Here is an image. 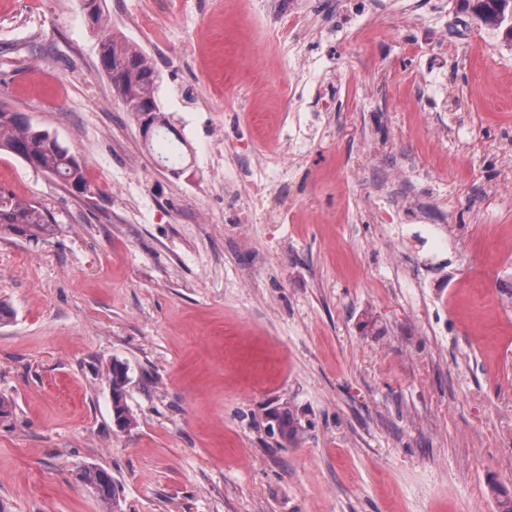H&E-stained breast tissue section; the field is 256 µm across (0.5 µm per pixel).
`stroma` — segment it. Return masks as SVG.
Returning <instances> with one entry per match:
<instances>
[{
    "label": "stroma",
    "mask_w": 512,
    "mask_h": 512,
    "mask_svg": "<svg viewBox=\"0 0 512 512\" xmlns=\"http://www.w3.org/2000/svg\"><path fill=\"white\" fill-rule=\"evenodd\" d=\"M99 4L94 25L82 0H0V103L86 181L0 154V191L57 221L0 235V512H103L88 465L123 512H499L512 40L463 0ZM112 34L159 75L178 172L100 69ZM248 141L279 223L233 221L224 151ZM289 411L298 434L270 433ZM129 367L120 361L112 363V411L114 421L121 428L130 426L133 416L123 401V389L129 381ZM80 479L99 498L106 512H122L116 484L107 470L88 466L80 473Z\"/></svg>",
    "instance_id": "1"
}]
</instances>
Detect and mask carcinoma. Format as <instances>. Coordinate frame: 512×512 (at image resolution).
I'll use <instances>...</instances> for the list:
<instances>
[{
    "label": "carcinoma",
    "instance_id": "obj_1",
    "mask_svg": "<svg viewBox=\"0 0 512 512\" xmlns=\"http://www.w3.org/2000/svg\"><path fill=\"white\" fill-rule=\"evenodd\" d=\"M474 16L485 26L499 30L512 40V0H465ZM99 60L107 74L113 92L123 102L126 110L141 115L139 107L144 102L157 106L155 92L158 75L143 51L115 35L100 42ZM155 123L148 143H153L160 129L173 138H163L168 159L182 156L184 138L173 127L164 112L157 108ZM50 132L32 124L23 112L0 106V153L5 152L21 159L28 166L49 176L57 177L70 188L85 189L83 168L78 159L58 141H49ZM55 225L41 207L20 202L0 192V234L23 237L49 235ZM129 381V367L120 361L112 363V411L114 421L121 428L133 422V416L123 401V389ZM80 479L100 500L106 512H122L116 484L105 469L88 466Z\"/></svg>",
    "mask_w": 512,
    "mask_h": 512
}]
</instances>
